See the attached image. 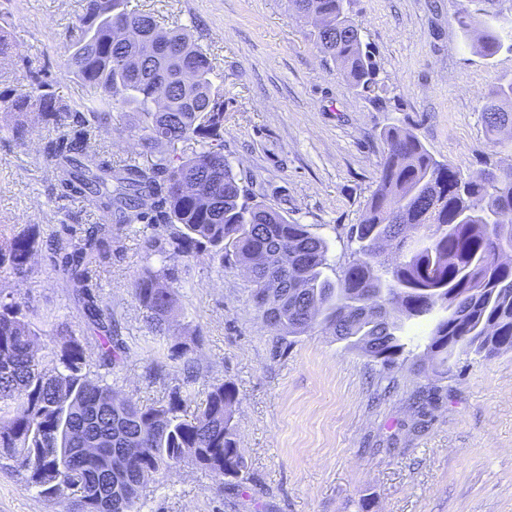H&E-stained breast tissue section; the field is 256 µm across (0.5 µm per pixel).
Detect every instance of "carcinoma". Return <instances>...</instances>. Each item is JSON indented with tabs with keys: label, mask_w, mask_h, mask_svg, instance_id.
<instances>
[{
	"label": "carcinoma",
	"mask_w": 512,
	"mask_h": 512,
	"mask_svg": "<svg viewBox=\"0 0 512 512\" xmlns=\"http://www.w3.org/2000/svg\"><path fill=\"white\" fill-rule=\"evenodd\" d=\"M497 0H462L455 15L474 53L493 58L512 18ZM300 19L312 18L321 51L355 89L377 86L376 62L344 0H288ZM138 29L136 39L122 31ZM192 79H177L181 62ZM66 70L99 89L103 103L145 116L140 140L164 153L115 166L95 147L110 133L108 112H72L38 88L18 93L16 138L24 116L38 114L57 129L43 146L58 197L80 199L98 221L49 243L78 303L79 327L56 331L51 363L39 356L40 335L20 298L0 296V453L29 485L52 497L69 484L68 512H139L144 473L192 464L212 475L217 491L237 486L248 462L238 446L230 382L212 384L193 415L186 414L189 380L168 388L153 405L121 397L90 370L96 355L106 369L133 351L118 316L102 294V272L123 247L126 224L150 232L140 247L148 263L132 283L148 332H170L179 309L171 268L208 252L222 268H242L250 298L280 340L320 330L394 369L412 354L409 330L425 325L424 353L433 376L448 375L457 356L489 358L512 351V165L494 161L462 170L439 159L412 128H384L383 159L359 223L355 244L336 278L328 274L329 242L257 199L224 157V95L212 88L208 57L181 29L165 30L127 0H86L81 31ZM512 80L486 96L483 127L494 153L512 154ZM43 249L30 224L0 237V274L22 283ZM197 345L177 342L170 359L192 361Z\"/></svg>",
	"instance_id": "1"
}]
</instances>
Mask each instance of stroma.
Returning a JSON list of instances; mask_svg holds the SVG:
<instances>
[{
    "instance_id": "stroma-1",
    "label": "stroma",
    "mask_w": 512,
    "mask_h": 512,
    "mask_svg": "<svg viewBox=\"0 0 512 512\" xmlns=\"http://www.w3.org/2000/svg\"><path fill=\"white\" fill-rule=\"evenodd\" d=\"M460 0H350L364 42L376 51V98L352 88L326 61L311 24L287 0H130L166 28L186 29L207 54L224 93V155L263 201L332 243L329 260H349L346 233L375 187L380 133L400 121L438 158L476 169L486 137L487 93L512 78V49L486 60L455 22ZM85 0H0V234L39 225L93 223L85 204L52 192L42 146L53 130L32 121L16 139L10 99L33 75L50 93L84 110L96 88L64 66ZM135 113L112 112L100 145L114 163L141 150ZM143 227L128 225L122 252L102 275V293L137 347L104 372L107 383L149 404L182 379L175 342L198 337L196 379L203 398L215 382L233 383L239 448L248 462L240 489L217 494L191 466L153 474L140 512H512V352L486 360L460 356L447 378L406 361L384 390L379 368L335 337L314 331L277 340L255 311L241 271L207 255L174 271L181 308L174 335L148 333L130 284L145 259ZM23 293L54 349L57 324L77 322L61 273L39 253ZM0 458V512H64Z\"/></svg>"
}]
</instances>
